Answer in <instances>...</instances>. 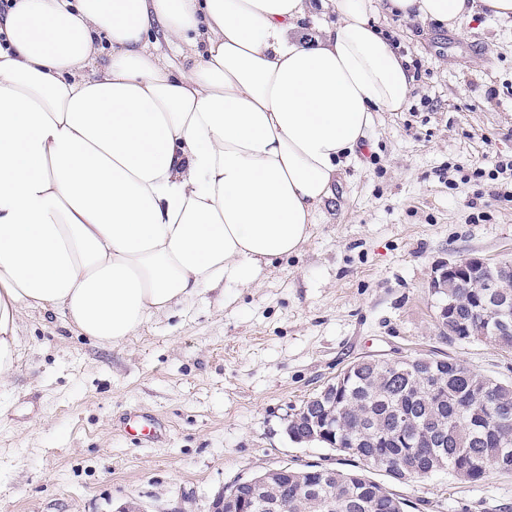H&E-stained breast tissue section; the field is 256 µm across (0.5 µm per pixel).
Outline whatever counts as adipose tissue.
Returning <instances> with one entry per match:
<instances>
[{"label": "adipose tissue", "mask_w": 512, "mask_h": 512, "mask_svg": "<svg viewBox=\"0 0 512 512\" xmlns=\"http://www.w3.org/2000/svg\"><path fill=\"white\" fill-rule=\"evenodd\" d=\"M334 3L307 39L311 0H17L0 22V380L28 309L114 344L297 252L413 86L379 17L512 16V0ZM155 25L182 65L148 49Z\"/></svg>", "instance_id": "obj_1"}]
</instances>
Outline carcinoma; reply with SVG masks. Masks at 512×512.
<instances>
[{"instance_id": "carcinoma-1", "label": "carcinoma", "mask_w": 512, "mask_h": 512, "mask_svg": "<svg viewBox=\"0 0 512 512\" xmlns=\"http://www.w3.org/2000/svg\"><path fill=\"white\" fill-rule=\"evenodd\" d=\"M438 307L455 310L469 327L450 343L481 341L512 351V317L486 315L477 295L454 285L438 296ZM322 393L305 401L291 421L303 427L316 417ZM417 421L432 419L427 434L411 437L403 448L384 440L395 413ZM333 430L325 445L338 452L345 441L359 443L351 457L386 472L399 482L446 470L464 481L478 482L491 471L512 473V383L480 375L446 353L406 357L391 367L365 359L336 396V414L326 413ZM379 457L394 462L387 467ZM405 512V499L387 491L365 474L309 465L288 469L275 481L261 482L254 512Z\"/></svg>"}]
</instances>
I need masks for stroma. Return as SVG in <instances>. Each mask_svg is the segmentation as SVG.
I'll return each instance as SVG.
<instances>
[{
  "label": "stroma",
  "mask_w": 512,
  "mask_h": 512,
  "mask_svg": "<svg viewBox=\"0 0 512 512\" xmlns=\"http://www.w3.org/2000/svg\"><path fill=\"white\" fill-rule=\"evenodd\" d=\"M382 25L416 63L414 88L403 111L378 113L299 252L117 344L79 336L60 311L24 312L21 358L0 384V512H208L271 468L351 469L286 425L357 360L442 350L512 381V352L441 340L428 288L444 260L512 261V177L487 175L512 159V24ZM369 476L407 512H512V474Z\"/></svg>",
  "instance_id": "1"
}]
</instances>
